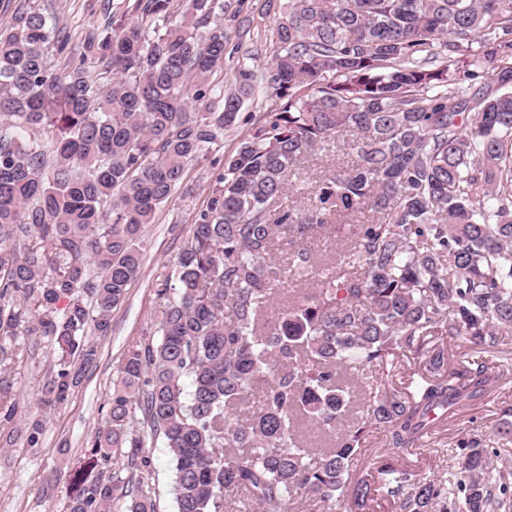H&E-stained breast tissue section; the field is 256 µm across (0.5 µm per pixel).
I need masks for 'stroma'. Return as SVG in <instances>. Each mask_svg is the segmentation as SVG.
Returning a JSON list of instances; mask_svg holds the SVG:
<instances>
[{"instance_id":"stroma-1","label":"stroma","mask_w":512,"mask_h":512,"mask_svg":"<svg viewBox=\"0 0 512 512\" xmlns=\"http://www.w3.org/2000/svg\"><path fill=\"white\" fill-rule=\"evenodd\" d=\"M262 2L253 0L254 7L248 12L250 33L242 43H229L224 67L211 75L212 84H225L245 55H254L260 65L269 60L272 17L262 13ZM33 3L41 9L52 8L57 23L64 28L75 49L79 48L88 27L103 26L106 20L103 8L107 0H33ZM274 105L273 99L263 95L246 103L235 125L224 132L222 154L234 152ZM218 173L210 158L193 163L187 176L189 193L161 208L154 223L144 226L142 270L125 300L112 311V333L98 341L100 356L96 368L85 376L68 404L50 416L41 447L28 448L19 438L0 436V512H66L67 467L80 459L91 435L105 425V403L117 368L159 309L155 282L175 262L190 224L205 206ZM51 359L49 342L43 339L29 357L0 375L12 387L18 416L38 412V392ZM487 363L498 367L495 358H488ZM498 369L500 379L485 398L457 414L435 420L422 449L400 458L399 466L429 476L440 475L454 466L449 450L458 439L472 433L492 436L504 419V409L512 408V366ZM148 454L159 510L176 512L173 464L167 450L158 442L149 448ZM389 455L384 432L369 433L352 467L353 478L377 479V469Z\"/></svg>"}]
</instances>
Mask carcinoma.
I'll list each match as a JSON object with an SVG mask.
<instances>
[{"label":"carcinoma","instance_id":"carcinoma-1","mask_svg":"<svg viewBox=\"0 0 512 512\" xmlns=\"http://www.w3.org/2000/svg\"><path fill=\"white\" fill-rule=\"evenodd\" d=\"M243 8L123 0L62 71L47 54H72L70 39L30 0L0 29V366L29 350L22 337L53 356L17 429L28 448L97 366L91 337L112 333L140 274L143 227L246 102H276L157 279L158 316L69 471L67 512H158L157 441L177 512H334L370 428L413 455L436 412L499 380L432 338L492 352L512 332V0H266L270 62L216 87L230 39L250 32ZM338 153L354 161L318 165ZM334 224L351 239L323 258L310 242ZM290 276L303 291L283 301ZM399 356L425 371L401 392L375 385L355 417L350 377L376 381ZM14 419L0 379V425ZM313 435L330 445L314 451ZM457 447L446 477L381 464L346 512L381 492L397 512L506 508L496 448L478 434ZM153 468V488L160 512H176L173 464L160 441L148 448Z\"/></svg>","mask_w":512,"mask_h":512}]
</instances>
